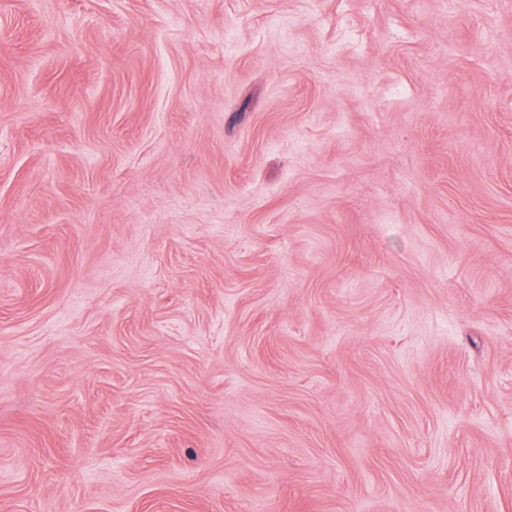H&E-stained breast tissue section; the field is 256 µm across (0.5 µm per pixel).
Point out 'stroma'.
<instances>
[{"instance_id":"stroma-1","label":"stroma","mask_w":512,"mask_h":512,"mask_svg":"<svg viewBox=\"0 0 512 512\" xmlns=\"http://www.w3.org/2000/svg\"><path fill=\"white\" fill-rule=\"evenodd\" d=\"M0 512H512V0H0Z\"/></svg>"}]
</instances>
